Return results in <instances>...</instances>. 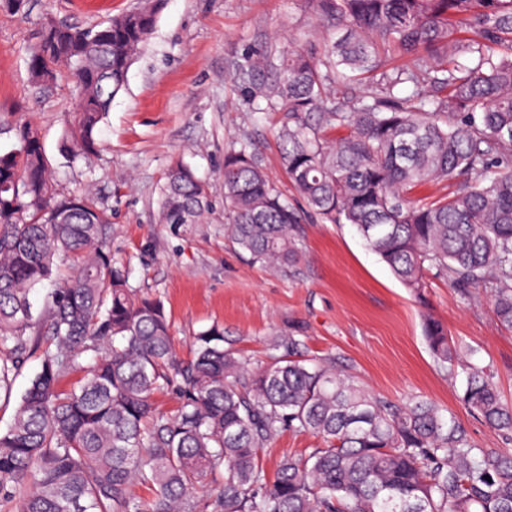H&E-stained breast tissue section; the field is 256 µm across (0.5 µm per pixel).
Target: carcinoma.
I'll return each instance as SVG.
<instances>
[{
	"instance_id": "cac0c4a2",
	"label": "carcinoma",
	"mask_w": 512,
	"mask_h": 512,
	"mask_svg": "<svg viewBox=\"0 0 512 512\" xmlns=\"http://www.w3.org/2000/svg\"><path fill=\"white\" fill-rule=\"evenodd\" d=\"M162 0L78 27L43 21L27 56L31 81L73 83L59 153L89 162ZM342 34L322 53L294 41L238 65L257 112L281 114L276 136L294 198L353 226L418 300L427 274L489 293L512 330V0H307ZM406 57L381 69V56ZM369 74V93L335 101L334 82ZM408 84L403 98L395 89ZM347 134L330 139L327 132ZM0 153V400L28 358L39 366L0 434V503L17 512H512V448L478 446L456 418L418 398L370 395L332 362L300 357L294 333L253 366L224 348V328L175 353L163 302L132 289L103 251L112 210L88 189L60 193L41 134L12 127ZM450 183L423 201L410 191ZM208 186L182 161L161 189L164 224H196ZM302 215L243 138L224 152V232L254 262L300 260ZM70 259L37 325L30 293ZM436 362L463 376L460 401L512 433V403L487 367L462 358L428 315ZM178 406L159 410L155 395ZM325 443L280 461L260 452L284 431ZM138 484L150 492L142 498Z\"/></svg>"
}]
</instances>
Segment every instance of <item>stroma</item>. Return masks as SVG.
Listing matches in <instances>:
<instances>
[{"label": "stroma", "mask_w": 512, "mask_h": 512, "mask_svg": "<svg viewBox=\"0 0 512 512\" xmlns=\"http://www.w3.org/2000/svg\"><path fill=\"white\" fill-rule=\"evenodd\" d=\"M145 0H30L28 11L0 10V152L9 151L17 121L36 125L62 192L92 188L112 211L106 249L130 284L160 297L174 346L188 357L194 333L224 327V345L257 362L271 342L302 325L308 358L332 360L376 397H412L452 412L484 448H512L460 402L462 378L434 360L423 314L448 328L462 356L489 366L512 403V331L503 328L484 290L462 293L428 277L418 302L348 224H304L302 258L292 268L252 263L224 235V153L248 137L269 174L286 181L274 136L278 116L251 111L237 65L251 50L297 40L322 50L332 28L306 0H164L156 26L136 56L126 86L102 127L104 148L92 166L58 153L60 115L73 111L67 79L33 83L25 57L44 14L85 27L143 6ZM190 164L209 187L212 208L196 224L160 221V189L175 160ZM320 438L289 431L260 454L267 475L289 455L322 447Z\"/></svg>", "instance_id": "obj_1"}]
</instances>
